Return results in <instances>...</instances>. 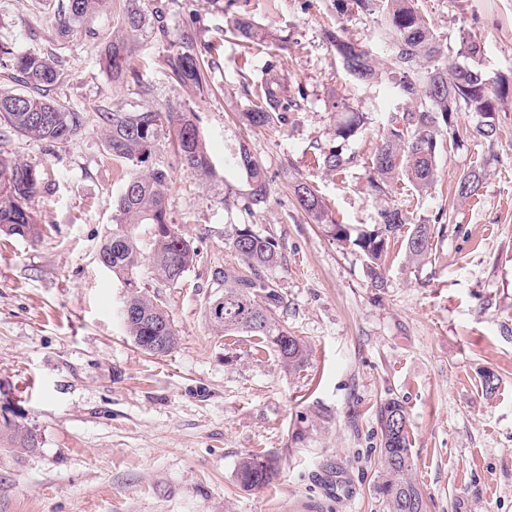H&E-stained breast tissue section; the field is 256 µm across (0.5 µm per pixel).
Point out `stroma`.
<instances>
[{"label": "stroma", "instance_id": "35a3bbf8", "mask_svg": "<svg viewBox=\"0 0 512 512\" xmlns=\"http://www.w3.org/2000/svg\"><path fill=\"white\" fill-rule=\"evenodd\" d=\"M122 3L112 0L95 34L61 41V0H0V35L16 52L53 59L60 78L49 97L86 116L78 136L51 147L0 139L44 184L33 207L39 237L0 235V427L24 425L37 440L21 450L0 430V512H385L377 411L391 398L407 412L427 512H512V99L491 140L474 114L458 113L459 141L440 142L428 192L394 184L389 205L441 229L419 265L392 240L376 288L359 249L312 223L292 186L313 184L338 222L375 224L372 156L390 116L410 103L387 79L353 81L325 33L344 29L383 62L381 15L340 13L333 0H146L170 35H195L199 90L172 81L168 44L152 26L124 80L103 71L100 42L119 29ZM419 9L449 47L464 36L482 44L489 80L512 72V0H419ZM241 15L287 50L239 45L230 27ZM269 69L281 94L305 98L285 121L252 129L239 115ZM169 103L195 113L215 176L184 170L165 142L151 157L170 172L169 216L198 252L174 283L140 270L142 291L161 299L179 334L170 354L155 356L127 337V290L97 260L132 172L107 152L99 115ZM344 110L368 124L345 144L350 168L336 173L313 159L335 143ZM243 146L270 187L251 208L246 174L231 163ZM480 162L477 195L458 197L460 175ZM231 224L275 238L280 266L251 271L225 239ZM228 270L276 286L278 320L309 348L301 368L286 369L256 337L212 327ZM251 453L273 457L278 474L247 492L236 465Z\"/></svg>", "mask_w": 512, "mask_h": 512}]
</instances>
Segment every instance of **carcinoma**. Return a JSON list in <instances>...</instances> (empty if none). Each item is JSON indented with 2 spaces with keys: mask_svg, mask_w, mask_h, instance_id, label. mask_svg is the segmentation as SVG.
Segmentation results:
<instances>
[{
  "mask_svg": "<svg viewBox=\"0 0 512 512\" xmlns=\"http://www.w3.org/2000/svg\"><path fill=\"white\" fill-rule=\"evenodd\" d=\"M111 2L66 0L58 11L56 35L66 39L82 31L95 34L93 23ZM143 4L144 0H124L122 32L104 45L100 65L114 81L126 75L135 38L149 26ZM377 8L383 16L379 36L389 47L385 62L387 79L399 95L412 103L406 112L390 116L372 157L371 194L383 199L400 180L419 193L433 185L440 138L446 135L453 142L459 136L457 113L478 115L477 132L494 138L498 134L496 113L509 96L512 79L502 76L493 84L486 78L479 67L483 47L476 40H463L455 50L445 46L419 11L418 0H336V10L342 12L371 13ZM160 34L169 40L170 50L164 64L171 79L183 86L202 87L205 73L195 37L182 33L171 40L165 29ZM233 34L249 48L272 38L269 30L245 17L235 19ZM326 39L352 78L368 82L378 77L374 55L362 43L348 38L341 29L326 32ZM4 55L9 56L13 74L22 78L31 91L0 88V127L49 144L77 136L85 124L84 113L45 94L46 88L59 80L55 64L39 55L16 54L1 42L0 56ZM300 109L296 97L285 100L280 96L278 81L269 76L257 86L255 101L242 116L249 126L263 127L280 121L285 112ZM99 119L109 154L139 168L123 184L115 205V227L100 247L99 263L128 288L125 302L134 310V314L122 316L128 337L138 348L153 355L158 323L169 318V314L159 298L140 289L139 269L146 261L158 279L175 282L195 264L198 253L169 219L167 168L150 165L148 160L159 143L169 137L183 167L191 174L206 180L213 175L212 164L193 112L170 105L136 111L116 108L100 113ZM363 125L364 116L359 114L342 119L337 124L336 138L346 142L356 137ZM316 160L325 169L336 172L352 162L337 146L319 148ZM234 164L250 178L251 203H266L269 189L263 170L246 147H240ZM485 166L482 161L460 178L459 197L477 194ZM40 187L41 176L34 167L0 153V234L22 238L38 235L32 202ZM293 192L313 223L324 225L332 238L350 240L360 249L366 259L367 275L376 288L384 286L382 257L391 240L403 238L406 257L413 263L430 258L435 238L433 224H411L401 210L383 205L377 211L376 224L353 229L329 216L318 190L310 183L295 182ZM225 237L237 256L253 269H267L280 263L281 253L275 239L254 232L246 224L230 226ZM280 303L281 295L273 284L226 273L224 296L210 305V322L226 336L245 333L260 337L273 348L284 366L296 370L306 362L308 347L275 318V308ZM378 421L381 476L377 493L386 512H426L423 493L412 476L404 406L396 399L382 403ZM10 439L23 450L35 447V436L20 424L11 425ZM275 476L274 462L264 454H248L237 464L236 480L245 491L262 489Z\"/></svg>",
  "mask_w": 512,
  "mask_h": 512,
  "instance_id": "cac0c4a2",
  "label": "carcinoma"
}]
</instances>
